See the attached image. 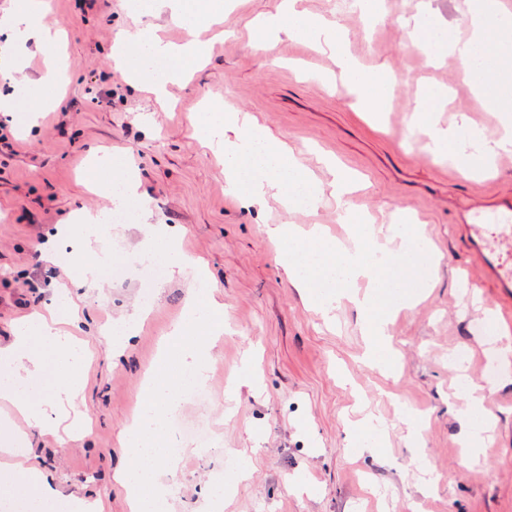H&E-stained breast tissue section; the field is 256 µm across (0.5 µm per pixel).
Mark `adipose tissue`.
I'll return each mask as SVG.
<instances>
[{"label": "adipose tissue", "instance_id": "obj_1", "mask_svg": "<svg viewBox=\"0 0 512 512\" xmlns=\"http://www.w3.org/2000/svg\"><path fill=\"white\" fill-rule=\"evenodd\" d=\"M170 6L185 27L193 29L211 25L222 13L223 0H149L147 15L157 14L162 6ZM45 9V0H13L9 14L0 17V33H10L16 40L34 39L37 49L47 57H55L57 44L39 26ZM465 11L477 22V31L467 43H458L455 34H448L446 46L458 47L463 59H470L476 50H485V63L477 72L475 85L489 108L498 112H512V36L503 30L505 11L494 0H466ZM285 31L306 38L318 45L336 49V63L348 74L361 100L371 111L385 109L386 92L393 82L390 73L366 76L358 69L343 48L342 34L319 19L298 12L292 0H287L274 15L257 27L251 40L255 52L265 53L272 47L270 34ZM203 53L195 41L174 46L157 38L150 28L124 31L115 39L113 58L136 83L147 84L159 97L166 96L170 85L178 82ZM209 140L215 141L224 153L227 185L242 197L260 203L266 197H276L283 207L297 206L300 199L317 204L320 189L298 165L286 144L274 142L266 132L247 115L209 108L205 115L195 117ZM89 179L101 190L109 192L111 202L122 205L139 200V185L130 169L115 167L111 157H99L88 173ZM104 223L103 213H84L76 224L58 228L56 236L61 245L72 247L82 256L77 280L86 283L94 279L100 260H85L88 237L99 234ZM189 316L176 323L164 340L158 363L143 385V405L122 432V445L132 451L131 463L115 476L124 489L132 512H144L149 504H162L168 488L156 468L165 450L159 441L163 436V419L181 405L184 392L183 378L170 374L167 364L172 356H179L183 368L189 369L197 381L207 377L206 360L212 346L224 331V305L216 298L198 301L187 299ZM58 311L49 308L18 325L11 344L0 348V363L26 373L40 370L41 363L30 353L33 338H41L67 352L68 378L63 387L52 395L49 408L71 404L81 389L82 360L67 336L57 327ZM27 481L36 486L41 495L58 499L65 512H104L101 500L83 495L62 494L49 472L29 469Z\"/></svg>", "mask_w": 512, "mask_h": 512}]
</instances>
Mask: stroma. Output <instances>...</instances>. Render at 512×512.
Masks as SVG:
<instances>
[{"instance_id":"obj_1","label":"stroma","mask_w":512,"mask_h":512,"mask_svg":"<svg viewBox=\"0 0 512 512\" xmlns=\"http://www.w3.org/2000/svg\"><path fill=\"white\" fill-rule=\"evenodd\" d=\"M46 29L65 36L72 67L63 75L59 103L41 113L29 133L18 132L22 113H0L8 148L0 150V347L17 324L63 297L73 329L88 353L87 377L66 421L51 433L28 427L0 403V435L29 434L24 466L53 472L67 493L103 500L107 512H129L113 475L127 462L119 433L141 399L145 373L161 339L186 315L192 277H166L142 298L140 277L115 281L99 274L78 288L76 262L48 252L46 240L76 214L108 209L86 172L93 156L108 152L135 173L149 201L151 221L182 232L181 247L205 266L204 295L224 305V333L212 350L203 396H185L179 411L205 425L211 446L178 465L160 460L170 486L163 512H201L215 477L227 484L220 512H512V298L491 287H471L466 241L456 226L460 211L512 195V151L498 152L483 173L465 174L458 156L435 152L413 116L424 90L442 88L440 127L466 124L483 141L495 131L476 119L482 110L464 64L454 55L410 43L413 25L467 30L463 0H378L382 17L370 22L343 0H298L306 13L347 34V49L366 71L396 77L374 122L335 64V55L282 32L269 55L254 53V25L280 0H224L218 26L201 32L206 58L169 87L165 102L132 84L116 67V34L133 23L129 0H46ZM45 59L29 50L0 93L28 99ZM209 103L251 115L292 149L324 188L312 208H284L233 197L224 159L199 138L191 121ZM358 176L352 196L365 223L390 224L394 212L415 215V230L437 256L424 295L391 324L398 365L372 370L360 360L363 316L349 303L331 317L310 304L279 266L265 232L269 224L318 225L336 241L348 235L327 186L322 158ZM90 250L123 254L130 263L166 260V248L138 224H110ZM147 309L128 347L113 356L109 328ZM466 348L465 368L452 360ZM33 352L43 374L25 378L26 396L44 405L57 391L63 364L42 343ZM486 370L492 387L483 407V453L471 459L459 443L461 420L449 398L465 379ZM420 415V444H412L402 411ZM371 416L383 428L381 448L355 458L348 452L352 422Z\"/></svg>"}]
</instances>
